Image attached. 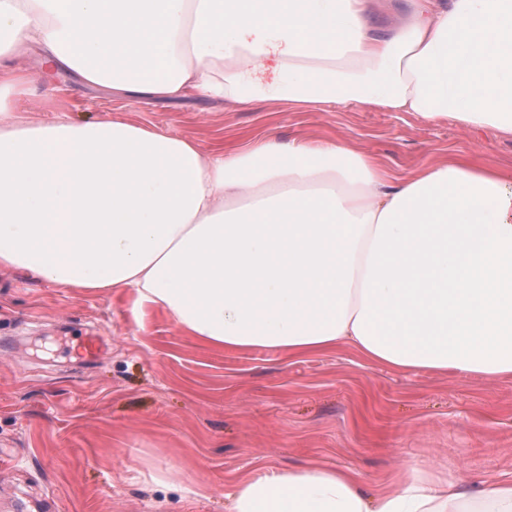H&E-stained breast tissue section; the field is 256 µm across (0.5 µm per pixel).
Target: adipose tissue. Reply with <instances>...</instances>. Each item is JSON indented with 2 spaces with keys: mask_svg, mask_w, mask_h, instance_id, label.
I'll return each mask as SVG.
<instances>
[{
  "mask_svg": "<svg viewBox=\"0 0 512 512\" xmlns=\"http://www.w3.org/2000/svg\"><path fill=\"white\" fill-rule=\"evenodd\" d=\"M34 57L88 89L355 104L512 136V0H0V267L133 290L215 348L341 345L399 371L512 379V171L396 176L349 142L249 153L119 119L19 125ZM231 512H512V478L386 491L348 469L246 476Z\"/></svg>",
  "mask_w": 512,
  "mask_h": 512,
  "instance_id": "adipose-tissue-1",
  "label": "adipose tissue"
}]
</instances>
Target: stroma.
Masks as SVG:
<instances>
[{"instance_id":"1","label":"stroma","mask_w":512,"mask_h":512,"mask_svg":"<svg viewBox=\"0 0 512 512\" xmlns=\"http://www.w3.org/2000/svg\"><path fill=\"white\" fill-rule=\"evenodd\" d=\"M21 122L119 118L204 150L348 139L391 173L460 152L512 168V137L448 118L339 105L296 111L190 96L130 101L25 61ZM356 471L370 492L404 471L512 477V380L394 371L346 346L290 357L218 350L135 292L60 288L0 268V500L25 512H230L243 473Z\"/></svg>"}]
</instances>
